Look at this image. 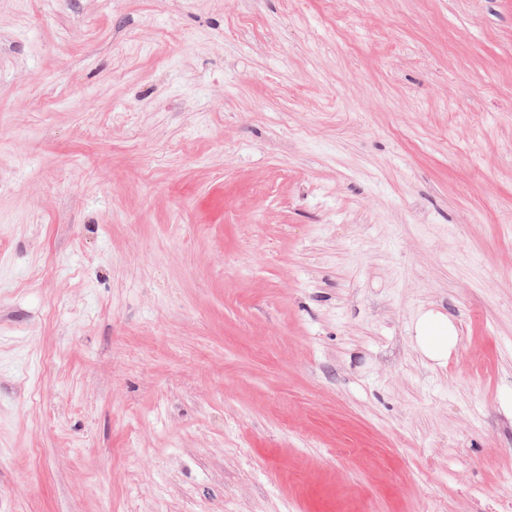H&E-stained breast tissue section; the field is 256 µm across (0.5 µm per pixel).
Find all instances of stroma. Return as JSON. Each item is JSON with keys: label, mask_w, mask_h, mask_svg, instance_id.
<instances>
[{"label": "stroma", "mask_w": 512, "mask_h": 512, "mask_svg": "<svg viewBox=\"0 0 512 512\" xmlns=\"http://www.w3.org/2000/svg\"><path fill=\"white\" fill-rule=\"evenodd\" d=\"M0 512H512V0H0ZM414 340L428 360L444 365L458 343L456 329L448 316L435 310L424 312L414 326Z\"/></svg>", "instance_id": "35a3bbf8"}]
</instances>
